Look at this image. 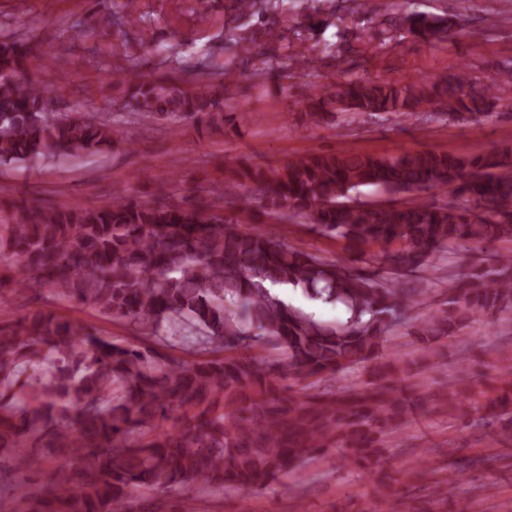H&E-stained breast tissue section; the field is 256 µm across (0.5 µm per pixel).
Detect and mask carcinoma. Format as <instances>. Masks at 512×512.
<instances>
[{"mask_svg":"<svg viewBox=\"0 0 512 512\" xmlns=\"http://www.w3.org/2000/svg\"><path fill=\"white\" fill-rule=\"evenodd\" d=\"M409 30L443 40L448 19L406 16ZM235 34L236 50L262 58L259 35ZM38 45L0 38V166L73 158L112 145L122 132L82 112H49L48 92L21 76ZM149 60L107 73L119 78L140 121L224 124L234 99L235 66L217 83L190 86L150 78ZM497 82L478 88L464 70L452 82L401 84L351 80L322 86L306 103L321 112H390L412 119L439 102L479 110ZM392 194L449 188L475 204L416 200L378 208L351 206L362 190ZM193 203L174 204L159 188L141 202L116 195L89 209L70 203L12 205L0 224V261L10 262L21 296L52 288L58 297L124 321L137 342L115 340L83 320L51 310L0 326V459L34 471L58 450L46 482L28 489L0 476L10 512H133L143 493L198 484L249 492L297 469L327 448L366 467L383 435L402 424L407 398L400 376L424 364L389 359L373 379L338 396L317 390L322 375L360 364L400 327L432 344L496 310L512 308V252L489 269L448 280L437 308L403 278L434 269L436 253L512 241V155L450 151L392 155L309 153L278 166L239 168ZM230 198L258 199L270 218H306L313 231L357 251L398 243L394 271L366 274L261 232H243L224 216ZM288 288L343 305L326 321L282 298ZM178 348L195 358L169 353Z\"/></svg>","mask_w":512,"mask_h":512,"instance_id":"cac0c4a2","label":"carcinoma"}]
</instances>
